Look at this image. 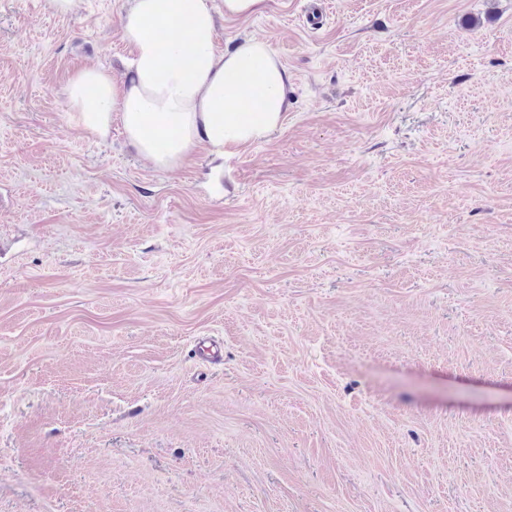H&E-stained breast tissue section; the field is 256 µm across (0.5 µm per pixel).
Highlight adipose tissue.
<instances>
[{"label":"adipose tissue","mask_w":512,"mask_h":512,"mask_svg":"<svg viewBox=\"0 0 512 512\" xmlns=\"http://www.w3.org/2000/svg\"><path fill=\"white\" fill-rule=\"evenodd\" d=\"M264 0H129L121 37L132 54L124 80L92 65L65 93L72 119L106 136L120 117L127 139L157 169L169 170L203 144L221 153L263 138L283 122L289 75L268 40L246 36L215 47L216 10L259 12Z\"/></svg>","instance_id":"adipose-tissue-1"}]
</instances>
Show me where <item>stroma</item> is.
I'll list each match as a JSON object with an SVG mask.
<instances>
[{
	"mask_svg": "<svg viewBox=\"0 0 512 512\" xmlns=\"http://www.w3.org/2000/svg\"><path fill=\"white\" fill-rule=\"evenodd\" d=\"M309 2L217 30L282 126L160 171L65 94L126 0H0V512H512V0Z\"/></svg>",
	"mask_w": 512,
	"mask_h": 512,
	"instance_id": "obj_1",
	"label": "stroma"
}]
</instances>
